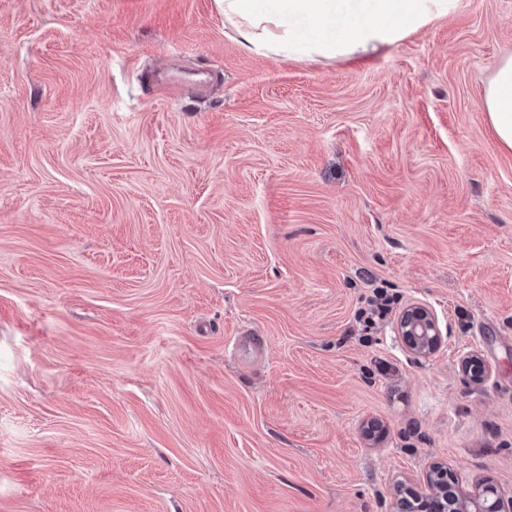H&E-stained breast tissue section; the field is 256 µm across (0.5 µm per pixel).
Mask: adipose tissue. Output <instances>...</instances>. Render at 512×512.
I'll use <instances>...</instances> for the list:
<instances>
[{
	"label": "adipose tissue",
	"instance_id": "obj_1",
	"mask_svg": "<svg viewBox=\"0 0 512 512\" xmlns=\"http://www.w3.org/2000/svg\"><path fill=\"white\" fill-rule=\"evenodd\" d=\"M224 18L243 48L317 61L376 51L408 32L454 14L459 0H223ZM482 108L502 145L512 149V54L501 57Z\"/></svg>",
	"mask_w": 512,
	"mask_h": 512
}]
</instances>
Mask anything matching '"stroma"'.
<instances>
[{"instance_id":"1","label":"stroma","mask_w":512,"mask_h":512,"mask_svg":"<svg viewBox=\"0 0 512 512\" xmlns=\"http://www.w3.org/2000/svg\"><path fill=\"white\" fill-rule=\"evenodd\" d=\"M510 52L512 0L320 62L218 0H0V512H394L436 464L512 497ZM481 101L496 137L512 149V54L504 55L494 66ZM392 298L385 288H373V297L369 309H361L358 319L363 320L367 326L375 325L383 320L391 309ZM398 336L417 356L434 354L442 343V334L434 314L424 306H409L398 318Z\"/></svg>"}]
</instances>
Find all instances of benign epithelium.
I'll return each instance as SVG.
<instances>
[{
	"label": "benign epithelium",
	"instance_id": "obj_1",
	"mask_svg": "<svg viewBox=\"0 0 512 512\" xmlns=\"http://www.w3.org/2000/svg\"><path fill=\"white\" fill-rule=\"evenodd\" d=\"M398 336L416 355L428 357L442 343L434 314L424 306H410L398 318ZM451 475L445 467H434L423 490L412 491L397 501L396 512H512V497H503L489 483L472 491L450 489Z\"/></svg>",
	"mask_w": 512,
	"mask_h": 512
}]
</instances>
